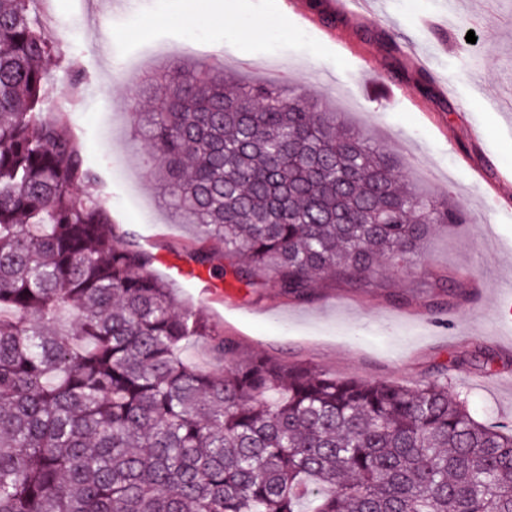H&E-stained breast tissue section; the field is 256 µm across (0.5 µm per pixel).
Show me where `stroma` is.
I'll list each match as a JSON object with an SVG mask.
<instances>
[{
  "instance_id": "35a3bbf8",
  "label": "stroma",
  "mask_w": 512,
  "mask_h": 512,
  "mask_svg": "<svg viewBox=\"0 0 512 512\" xmlns=\"http://www.w3.org/2000/svg\"><path fill=\"white\" fill-rule=\"evenodd\" d=\"M133 0L126 11L107 0H38L52 33L64 34L67 56L91 72L73 116L75 131L112 207L113 229L154 259L192 264L202 232L178 223L147 175L150 153L134 135L131 77L177 59H226L241 79L277 84L288 95L330 104L340 122L382 141L399 159L400 176L419 192L453 200L467 221L438 227L420 244L416 263L386 265L364 288L329 282L306 302L274 284L252 291L214 271L175 292L191 303L198 291L223 288L207 309L210 323L236 337L241 354L307 362L341 378L412 384L448 368L450 390H462L472 415L512 428V335L500 319L511 297L512 0H353L337 11L336 28L285 0ZM394 32L408 73H431L435 90L400 80L387 87L389 57L375 38ZM476 43H468L467 32ZM451 277L446 296L433 286ZM448 323H431L434 306ZM492 354L485 371L480 361Z\"/></svg>"
}]
</instances>
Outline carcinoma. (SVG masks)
I'll return each mask as SVG.
<instances>
[{"label": "carcinoma", "instance_id": "cac0c4a2", "mask_svg": "<svg viewBox=\"0 0 512 512\" xmlns=\"http://www.w3.org/2000/svg\"><path fill=\"white\" fill-rule=\"evenodd\" d=\"M37 3L0 0V512H512V430L475 420L448 368L407 386L244 357L179 304L93 190L76 60L45 108L63 52ZM229 83L193 61L134 86L160 196L216 244L198 263L222 250L238 282L305 302L465 222L321 102ZM200 340L222 370L181 358Z\"/></svg>", "mask_w": 512, "mask_h": 512}]
</instances>
